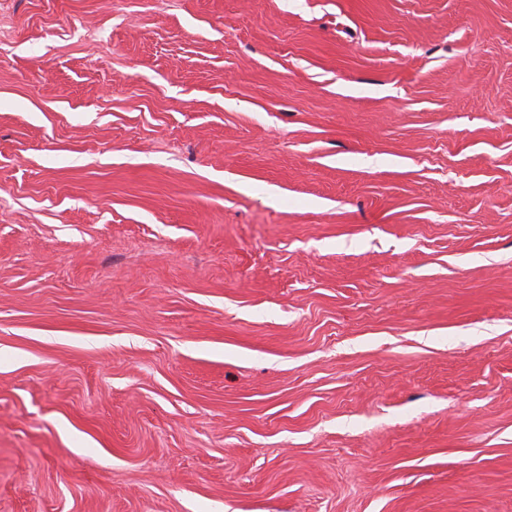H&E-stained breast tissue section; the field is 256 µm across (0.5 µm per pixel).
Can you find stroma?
Returning <instances> with one entry per match:
<instances>
[{
	"instance_id": "1",
	"label": "stroma",
	"mask_w": 512,
	"mask_h": 512,
	"mask_svg": "<svg viewBox=\"0 0 512 512\" xmlns=\"http://www.w3.org/2000/svg\"><path fill=\"white\" fill-rule=\"evenodd\" d=\"M0 512H512V0H0Z\"/></svg>"
}]
</instances>
